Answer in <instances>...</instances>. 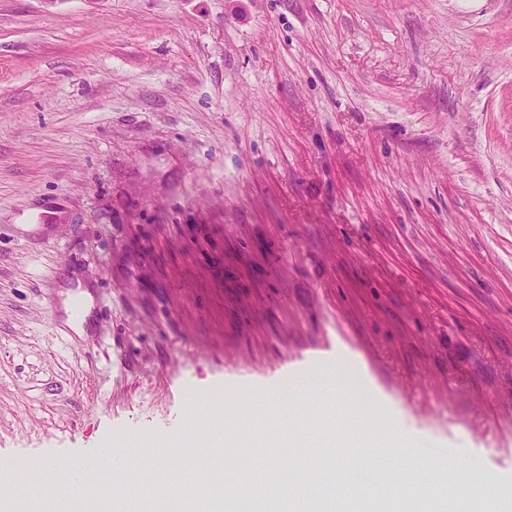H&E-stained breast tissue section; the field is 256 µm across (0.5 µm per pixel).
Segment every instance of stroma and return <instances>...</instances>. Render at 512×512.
Here are the masks:
<instances>
[{
  "instance_id": "1",
  "label": "stroma",
  "mask_w": 512,
  "mask_h": 512,
  "mask_svg": "<svg viewBox=\"0 0 512 512\" xmlns=\"http://www.w3.org/2000/svg\"><path fill=\"white\" fill-rule=\"evenodd\" d=\"M204 398L246 408L227 487L285 456L310 493L318 454L334 512H424L328 453L399 417L512 494V0H0L15 512L32 455L174 443Z\"/></svg>"
}]
</instances>
